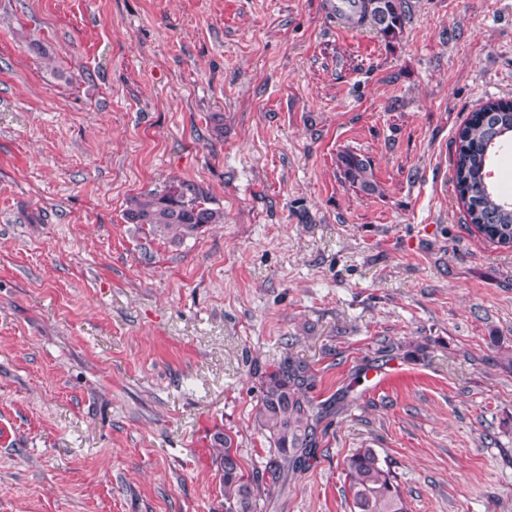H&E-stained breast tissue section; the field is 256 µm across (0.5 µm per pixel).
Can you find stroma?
<instances>
[{
	"mask_svg": "<svg viewBox=\"0 0 512 512\" xmlns=\"http://www.w3.org/2000/svg\"><path fill=\"white\" fill-rule=\"evenodd\" d=\"M327 2L0 0V512H224L213 437L263 470L287 356L328 413L262 512H349L360 448L409 512H512V249L453 181L512 101V0H407L394 41ZM174 179L223 223H125ZM339 164L346 178L357 184L364 192H375L377 184L373 179L372 163L365 157L353 152H343L338 157Z\"/></svg>",
	"mask_w": 512,
	"mask_h": 512,
	"instance_id": "35a3bbf8",
	"label": "stroma"
}]
</instances>
